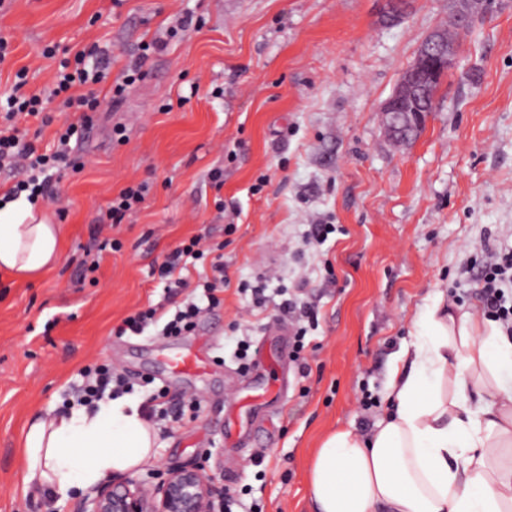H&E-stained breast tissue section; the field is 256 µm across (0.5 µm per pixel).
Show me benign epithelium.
Segmentation results:
<instances>
[{
    "instance_id": "benign-epithelium-1",
    "label": "benign epithelium",
    "mask_w": 512,
    "mask_h": 512,
    "mask_svg": "<svg viewBox=\"0 0 512 512\" xmlns=\"http://www.w3.org/2000/svg\"><path fill=\"white\" fill-rule=\"evenodd\" d=\"M381 14L388 22L400 21L408 0H380ZM484 9L481 0H455L448 22L468 26ZM456 63V52L448 46L441 31L431 33L420 45L413 63L403 72L395 94L388 98L382 112L387 128L395 136L415 129L414 113L401 111V102L426 94L428 84L419 79L426 69L444 77ZM77 512H224V494L215 478L195 467L166 471L152 470L144 479H112L84 498Z\"/></svg>"
}]
</instances>
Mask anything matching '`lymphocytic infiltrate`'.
<instances>
[{
  "mask_svg": "<svg viewBox=\"0 0 512 512\" xmlns=\"http://www.w3.org/2000/svg\"><path fill=\"white\" fill-rule=\"evenodd\" d=\"M97 48L77 52L73 59L63 60L61 69L54 77L53 87L48 96L31 94L22 96L9 94L0 102V170L25 167L29 173L27 180L18 182L13 188V195L27 194L29 200H53L52 184L65 166L72 160L76 149L71 141L83 138L84 133L92 124V115L105 106H118L127 86L132 85L142 75L141 63H134L122 83L112 89L110 99H100L95 92V85L106 81L109 70L98 63ZM61 98L63 105L70 110L79 112L78 122L69 124L61 133L50 151H40L35 140L30 139L27 132L21 131L16 125L18 116H26L39 120L41 124L51 121L45 113L46 98ZM206 250L201 238L193 237L181 242L158 264L157 271L164 282L168 295L174 296L188 286L182 272L189 262L204 259ZM481 266L467 264L464 273L473 274L482 299L484 317L501 322L512 331V305L508 304L502 290L504 283H512V251L498 252L484 248ZM216 273L213 280L204 281L201 298H187L178 306L169 320H162L158 308L151 307L137 312L125 319L123 332L141 335L154 324H161V333L165 336H179L192 331L204 309L220 306L219 291L224 288L222 272L223 264H214ZM83 385L73 392V404L95 406L98 402L113 399L132 392L133 386L111 365L102 364L84 373Z\"/></svg>",
  "mask_w": 512,
  "mask_h": 512,
  "instance_id": "1",
  "label": "lymphocytic infiltrate"
}]
</instances>
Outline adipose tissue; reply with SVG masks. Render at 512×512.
I'll return each instance as SVG.
<instances>
[{
    "label": "adipose tissue",
    "mask_w": 512,
    "mask_h": 512,
    "mask_svg": "<svg viewBox=\"0 0 512 512\" xmlns=\"http://www.w3.org/2000/svg\"><path fill=\"white\" fill-rule=\"evenodd\" d=\"M61 256L56 225L26 198L0 206V270L26 278ZM388 378L394 406L369 432L329 433L308 464L312 512H512V338L436 299ZM24 485L69 498L156 454L137 402L119 397L31 422Z\"/></svg>",
    "instance_id": "obj_1"
}]
</instances>
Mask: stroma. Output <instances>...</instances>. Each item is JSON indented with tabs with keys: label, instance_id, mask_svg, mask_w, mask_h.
Segmentation results:
<instances>
[{
	"label": "stroma",
	"instance_id": "stroma-1",
	"mask_svg": "<svg viewBox=\"0 0 512 512\" xmlns=\"http://www.w3.org/2000/svg\"><path fill=\"white\" fill-rule=\"evenodd\" d=\"M186 16L121 104L94 115L80 170L56 181L65 206L44 209L61 230L59 263L28 279L0 271V512H76L80 494L62 503L24 490L23 438L47 410L66 413L83 371L103 363L133 383L135 402L147 377L173 402H200L193 418L156 423V455L133 478L195 465L215 477L226 512H311L314 448L383 419L389 367L417 313L439 294L480 311L463 265L481 244L512 248V0H494L459 34L434 111L403 143L382 106L425 37L447 25L448 0H410L396 24L376 0H6L0 95L49 91L66 52L93 44L111 60L108 92L144 43ZM48 46L54 57H43ZM141 183L137 210L97 230L112 197ZM317 222L337 227L322 244L307 239ZM98 235L119 249H95ZM194 235L222 247L221 306L188 336L118 335L125 318L166 303L153 265ZM91 259L99 268L83 277ZM289 300L317 314L299 354L294 335L272 332L294 328ZM242 339L262 347L269 372L288 368L274 407L244 402L260 387ZM188 346L202 370L171 374L166 348ZM243 415L246 446H226V419Z\"/></svg>",
	"mask_w": 512,
	"mask_h": 512
}]
</instances>
